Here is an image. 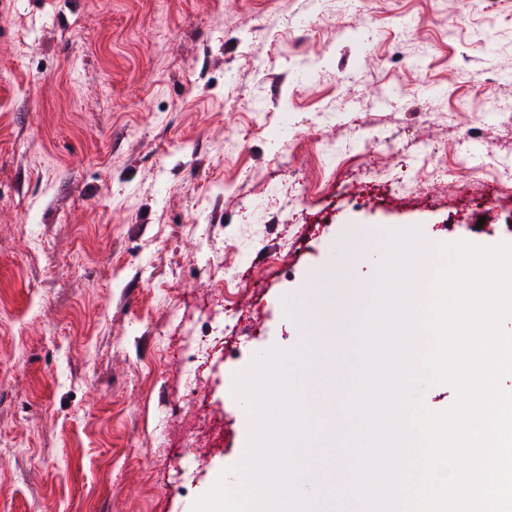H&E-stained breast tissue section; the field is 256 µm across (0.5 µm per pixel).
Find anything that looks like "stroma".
<instances>
[{
	"mask_svg": "<svg viewBox=\"0 0 512 512\" xmlns=\"http://www.w3.org/2000/svg\"><path fill=\"white\" fill-rule=\"evenodd\" d=\"M509 99L512 0H0V512H192L312 277L375 288L392 230L512 243L474 180L512 168ZM300 167L292 224L262 202Z\"/></svg>",
	"mask_w": 512,
	"mask_h": 512,
	"instance_id": "obj_1",
	"label": "stroma"
}]
</instances>
